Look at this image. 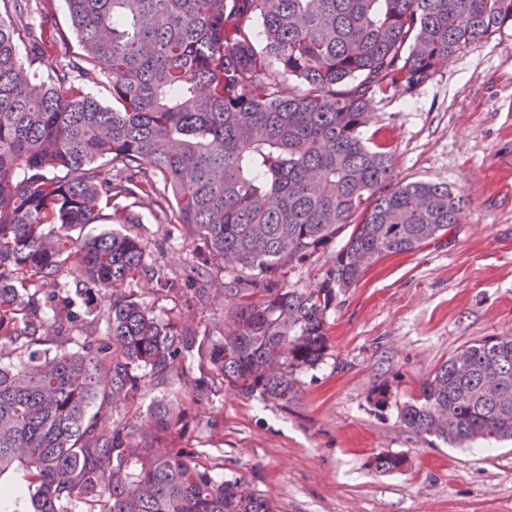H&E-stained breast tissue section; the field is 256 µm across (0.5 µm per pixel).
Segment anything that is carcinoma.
<instances>
[{
	"instance_id": "obj_1",
	"label": "carcinoma",
	"mask_w": 512,
	"mask_h": 512,
	"mask_svg": "<svg viewBox=\"0 0 512 512\" xmlns=\"http://www.w3.org/2000/svg\"><path fill=\"white\" fill-rule=\"evenodd\" d=\"M65 3L76 80L34 67L55 32L28 28L24 59L0 15V496L22 469L27 512H280L246 477L217 481L193 454L158 447L185 427L172 402L122 422L113 411L138 410L174 376L199 404L225 385L288 410L298 373L327 353L341 291L436 241L467 208L452 184L396 179L388 140L363 135L369 103L512 25V0ZM102 76L110 105L85 91ZM138 204L204 242L189 276L212 281L217 340L159 319L131 290H176L122 231L139 223ZM88 224L105 229L72 235ZM325 251L316 287L284 285ZM72 287L102 296L103 336L78 340ZM194 355L211 378L189 377ZM399 417L456 447L512 441V336L451 355ZM405 463L383 454L375 469Z\"/></svg>"
}]
</instances>
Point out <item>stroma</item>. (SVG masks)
Wrapping results in <instances>:
<instances>
[{
  "label": "stroma",
  "instance_id": "1",
  "mask_svg": "<svg viewBox=\"0 0 512 512\" xmlns=\"http://www.w3.org/2000/svg\"><path fill=\"white\" fill-rule=\"evenodd\" d=\"M368 132L391 143L402 181L452 182L470 199L462 223L421 250L384 258L328 314L329 349L299 375L292 411L222 390L180 403L189 422L171 446L193 450L215 479L247 475L281 512H512V445L452 448L405 428L398 412L463 346L512 336V26L463 47L432 79L371 103ZM127 232L145 262L174 278L203 252L149 211ZM160 319L193 307L220 336V312L183 293H143ZM387 386V406L373 393ZM401 453L402 471L374 459Z\"/></svg>",
  "mask_w": 512,
  "mask_h": 512
}]
</instances>
